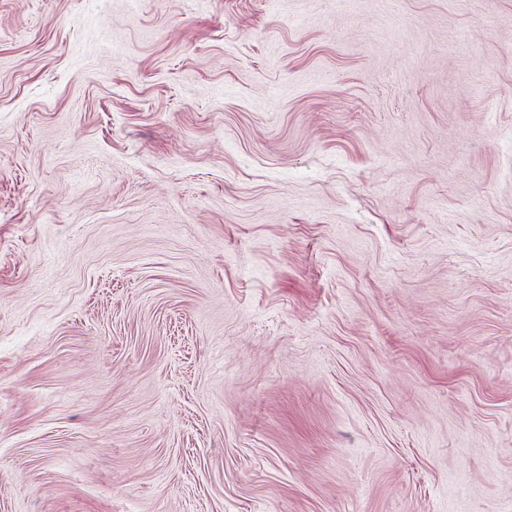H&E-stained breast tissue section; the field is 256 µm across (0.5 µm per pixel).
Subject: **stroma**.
Masks as SVG:
<instances>
[{
  "label": "stroma",
  "mask_w": 512,
  "mask_h": 512,
  "mask_svg": "<svg viewBox=\"0 0 512 512\" xmlns=\"http://www.w3.org/2000/svg\"><path fill=\"white\" fill-rule=\"evenodd\" d=\"M0 512H512V0H0Z\"/></svg>",
  "instance_id": "obj_1"
}]
</instances>
